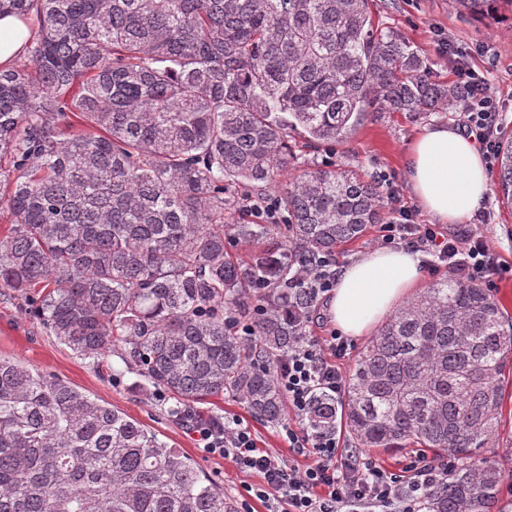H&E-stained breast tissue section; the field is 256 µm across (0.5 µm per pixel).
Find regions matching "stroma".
Returning a JSON list of instances; mask_svg holds the SVG:
<instances>
[{
	"mask_svg": "<svg viewBox=\"0 0 512 512\" xmlns=\"http://www.w3.org/2000/svg\"><path fill=\"white\" fill-rule=\"evenodd\" d=\"M371 9L383 27L400 32L424 53L440 80L451 82L455 75L451 56L440 55L437 50L438 40H449L459 51L471 53L474 68L497 93L502 126L512 128V12L500 23L486 26L461 14L453 0H372ZM462 120L458 113L373 112L350 141L332 149L308 147L304 153L317 163L350 167L371 179L394 177L404 204L414 208L418 223L427 224L431 218L417 208L408 183L411 144L423 129L439 125L458 129ZM482 205L490 215L489 223L471 219L461 228L489 236L501 259L512 266V211L492 191ZM122 353V348L116 347L110 356L98 361L75 354L32 316L28 298L0 288V357L21 361L63 380L139 422L161 441L197 462L223 490L233 512H267L266 506L246 491L247 486L255 484V476L242 472L231 460L205 455L189 424L171 415L172 398H159L156 387L139 386L136 375L126 370ZM203 414L240 420L251 430L258 447L286 459L297 457L288 446L282 426L257 420L236 398L227 395L209 399L203 405ZM341 454L343 460L356 463L371 459L393 472L401 470L409 458L405 449L356 447L346 432L341 435Z\"/></svg>",
	"mask_w": 512,
	"mask_h": 512,
	"instance_id": "35a3bbf8",
	"label": "stroma"
}]
</instances>
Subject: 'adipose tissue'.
<instances>
[{"instance_id":"1","label":"adipose tissue","mask_w":512,"mask_h":512,"mask_svg":"<svg viewBox=\"0 0 512 512\" xmlns=\"http://www.w3.org/2000/svg\"><path fill=\"white\" fill-rule=\"evenodd\" d=\"M28 35L22 19L0 17L1 68L23 55ZM408 175L416 202L442 224L471 219L489 191L488 169L473 137L450 127L415 137ZM420 265V254L378 249L343 268L329 304L337 328L350 337L370 332L419 283Z\"/></svg>"}]
</instances>
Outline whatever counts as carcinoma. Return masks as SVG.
Returning <instances> with one entry per match:
<instances>
[{
  "label": "carcinoma",
  "instance_id": "obj_1",
  "mask_svg": "<svg viewBox=\"0 0 512 512\" xmlns=\"http://www.w3.org/2000/svg\"><path fill=\"white\" fill-rule=\"evenodd\" d=\"M454 0L492 16L498 2ZM371 0H0L36 16L28 63L0 69V288L29 298L62 344L124 363L182 417L228 394L285 421L276 365L313 308L299 272L386 219L380 184L302 158L349 141L369 112H453ZM494 190L512 208V130ZM294 174L284 179L288 170ZM274 191L282 218H243ZM245 250L237 257L227 244ZM248 317L253 333L235 323ZM512 371L508 316L477 284H431L363 347L343 405L360 448L453 459L429 512H494L484 450ZM0 512H232L196 464L65 382L0 358Z\"/></svg>",
  "mask_w": 512,
  "mask_h": 512
}]
</instances>
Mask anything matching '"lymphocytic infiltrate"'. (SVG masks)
<instances>
[{"label": "lymphocytic infiltrate", "mask_w": 512, "mask_h": 512, "mask_svg": "<svg viewBox=\"0 0 512 512\" xmlns=\"http://www.w3.org/2000/svg\"><path fill=\"white\" fill-rule=\"evenodd\" d=\"M455 74L464 89L460 108L463 129L486 153H493L500 129L497 97L485 77L467 56H457ZM384 204L391 218L383 224L380 246H402L422 253L429 275L452 272L458 279L493 287L495 276L505 273L491 241L471 231L443 233L437 225L419 224L414 212L402 205L399 190L387 184ZM349 349L338 332L326 336L303 334L277 365L276 373L288 401L291 418L285 426L290 448L311 455L299 466L258 448L250 429L239 420H200L194 432L205 454L231 459L241 470L258 477L250 490L266 502L268 512H425L428 494L448 466L416 453L404 474L398 475L372 462L337 464L339 440L335 430L311 427L308 413L316 394L340 396L344 376L336 365Z\"/></svg>", "instance_id": "obj_1"}]
</instances>
